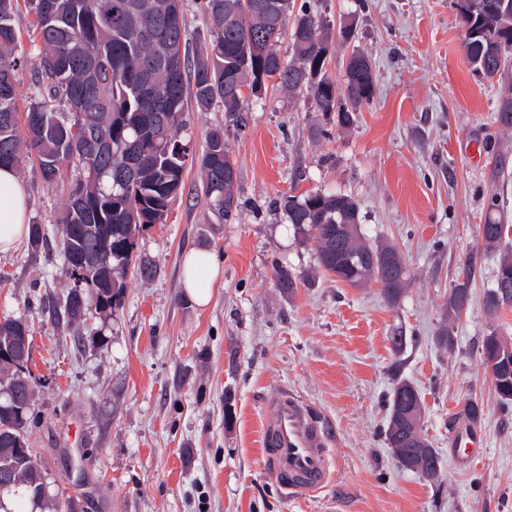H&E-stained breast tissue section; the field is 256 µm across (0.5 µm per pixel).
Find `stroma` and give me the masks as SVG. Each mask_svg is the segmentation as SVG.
<instances>
[{
	"label": "stroma",
	"instance_id": "35a3bbf8",
	"mask_svg": "<svg viewBox=\"0 0 512 512\" xmlns=\"http://www.w3.org/2000/svg\"><path fill=\"white\" fill-rule=\"evenodd\" d=\"M293 2L333 25L356 18L351 47L370 58L376 93L351 128L275 87L249 100L237 126L220 107L191 111L180 136L193 153L209 128L226 130L237 212L220 219L187 164L166 222L137 238L156 277L129 278L123 307L107 320H61L69 282L59 257L26 241L0 253V320L31 329L28 446L81 512H512V405L500 402L480 355L491 328L512 342V306L495 315L484 307L498 256L483 251L479 233L493 195L512 225V176L491 178L498 155L512 166V133L494 122L512 71L493 84L475 74L454 0ZM15 27L24 104L38 54L24 2ZM316 127L325 137H313ZM19 175L30 222L57 241L66 188L46 184L34 160ZM315 191L353 197L363 231L399 249L413 280L398 305L378 284L338 282L318 266L313 243L294 237L279 201ZM191 248L212 252L223 269L205 308L181 286ZM470 260L472 303L454 349L442 350V305ZM281 266L302 277L295 292L278 288ZM397 331L406 338L398 353L389 341ZM401 379L423 399L439 479L399 467L385 440ZM282 387L306 398L334 435L336 478L315 499L284 498L263 465L262 408ZM472 403L485 448L464 467L448 437Z\"/></svg>",
	"mask_w": 512,
	"mask_h": 512
}]
</instances>
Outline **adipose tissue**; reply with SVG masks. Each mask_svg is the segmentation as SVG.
Instances as JSON below:
<instances>
[{
	"label": "adipose tissue",
	"mask_w": 512,
	"mask_h": 512,
	"mask_svg": "<svg viewBox=\"0 0 512 512\" xmlns=\"http://www.w3.org/2000/svg\"><path fill=\"white\" fill-rule=\"evenodd\" d=\"M30 198L17 171L0 168V253L13 250L28 235ZM223 275L213 254L191 249L182 258V286L198 306H207L212 289Z\"/></svg>",
	"instance_id": "obj_1"
}]
</instances>
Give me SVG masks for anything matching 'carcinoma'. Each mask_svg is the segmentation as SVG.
<instances>
[{
  "label": "carcinoma",
  "mask_w": 512,
  "mask_h": 512,
  "mask_svg": "<svg viewBox=\"0 0 512 512\" xmlns=\"http://www.w3.org/2000/svg\"><path fill=\"white\" fill-rule=\"evenodd\" d=\"M34 13L40 72L33 83L20 132L16 74L24 61L14 56L13 25L18 0H0V167L19 168L36 156L49 184L69 183L59 226L62 272L72 279L70 258L97 244L87 228L111 236L108 269L97 272L81 291L69 288L62 318L80 325L90 314L108 318L124 302L132 274L149 278L157 267L130 250L128 240L147 224H163L172 200L184 188L190 145L178 136L186 107L206 112L220 103L236 121L250 97L268 89L262 77L294 97L308 96L317 111L336 114V126L348 129L361 107L374 96L370 58L353 51L343 82L326 68V53H335V31L322 18L291 0H206L212 27L203 51L189 58L190 35L182 0H26ZM464 28L465 55L473 70L492 83L512 66V0H456ZM290 33V55L281 58L277 44ZM495 124L512 129V96L500 99ZM112 143L102 153L98 145ZM230 158L224 128L210 129L197 158L207 206L229 220L238 198L224 196V160ZM293 233L315 243L319 266L341 282L364 287L378 283L395 305L410 281L406 263L380 271L379 260L395 253L394 245L373 241L361 229L360 206L344 193L306 192L282 199ZM512 228L503 223L498 197L485 206L482 241L495 250ZM29 243L52 251L40 224L30 227ZM475 262L468 261L443 304L435 343L454 348L456 322L472 301ZM278 285L290 292L302 278L285 267ZM512 306V251L499 255L485 307L494 315ZM24 322L0 321L3 345L23 335ZM484 365L494 362L492 380L500 400L512 403V360L498 359L497 332L483 337ZM31 372L0 359V466L18 458L27 470L24 483L0 498V512H64L65 503L50 492L48 473L12 434L25 430L32 414ZM408 381L392 391L385 439L397 459L418 452L420 473L436 479L439 457L428 439L416 441L424 406ZM413 409L401 419L400 403Z\"/></svg>",
  "instance_id": "obj_1"
}]
</instances>
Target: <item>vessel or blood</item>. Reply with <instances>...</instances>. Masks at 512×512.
<instances>
[{
	"mask_svg": "<svg viewBox=\"0 0 512 512\" xmlns=\"http://www.w3.org/2000/svg\"><path fill=\"white\" fill-rule=\"evenodd\" d=\"M263 460L280 491L290 498H311L335 478L333 435L312 405L300 394L280 388L264 403ZM461 461L481 447L478 424L458 421L450 434Z\"/></svg>",
	"mask_w": 512,
	"mask_h": 512,
	"instance_id": "obj_1",
	"label": "vessel or blood"
}]
</instances>
